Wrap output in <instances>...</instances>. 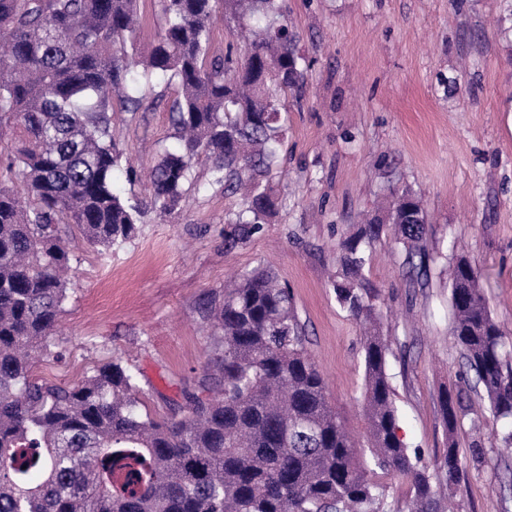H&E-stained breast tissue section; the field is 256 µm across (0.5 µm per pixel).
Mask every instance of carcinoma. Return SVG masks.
I'll return each mask as SVG.
<instances>
[{
    "label": "carcinoma",
    "instance_id": "1",
    "mask_svg": "<svg viewBox=\"0 0 512 512\" xmlns=\"http://www.w3.org/2000/svg\"><path fill=\"white\" fill-rule=\"evenodd\" d=\"M165 26L135 57L137 0H0V135L17 146L0 160L27 201L0 182V512H382L386 475L408 485L409 512H447L460 481L449 443L433 466L398 434L387 374L389 340L377 327L376 291L363 284L365 247L394 226L411 284L428 280V216L406 190L384 218L343 240L337 302L368 325L363 336L364 440L328 400L306 348L291 291L255 270L211 311L220 330L217 395L186 394L187 411H142L131 369L108 363L74 386L33 377L66 298L69 236L110 249L134 237L141 204L114 188L121 151L109 112L134 111L143 84L178 81L170 107L177 146L154 166L150 202L175 210L194 162L208 186L241 194L224 223L247 236L266 223L279 160L280 96L304 84V58L285 0H224L250 50L209 57L212 0H162ZM481 268L453 259L454 332L467 372L490 409L512 422V363L481 287ZM453 431L459 398L442 395Z\"/></svg>",
    "mask_w": 512,
    "mask_h": 512
}]
</instances>
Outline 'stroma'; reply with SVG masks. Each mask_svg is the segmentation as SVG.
<instances>
[{"mask_svg":"<svg viewBox=\"0 0 512 512\" xmlns=\"http://www.w3.org/2000/svg\"><path fill=\"white\" fill-rule=\"evenodd\" d=\"M308 64L304 88L282 99L277 198L258 232L233 240L224 221L239 199L208 187L194 163L180 206L148 205L144 176L176 143L177 83L146 87L142 107L111 115L123 153L121 192L143 202L131 240L110 251L71 243L73 272L37 378L74 385L119 361L133 369L151 414L180 418L185 394L216 373L211 307L231 277L273 268L294 298L330 402L354 434L365 427L362 330L336 301V246L394 190L428 214V284L409 285L404 254L384 237L364 281L380 293L381 331L399 434L426 463L456 444L463 462L456 512H512V444L483 395L462 390L448 267L482 269L493 318L512 343V0H287ZM462 391L465 415L447 432L442 393Z\"/></svg>","mask_w":512,"mask_h":512,"instance_id":"obj_1","label":"stroma"}]
</instances>
